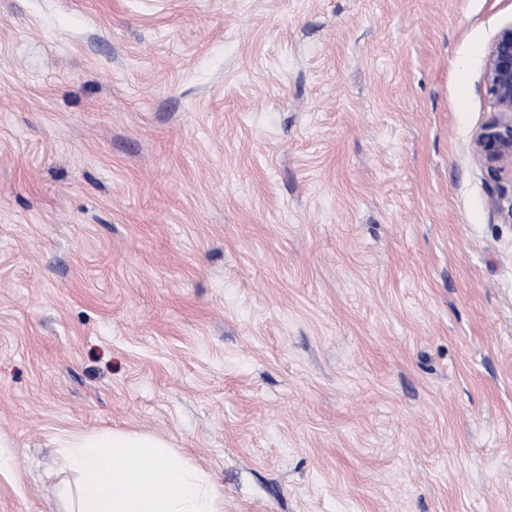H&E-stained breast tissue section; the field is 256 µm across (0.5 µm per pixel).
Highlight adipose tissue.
Instances as JSON below:
<instances>
[{
    "instance_id": "ef3b65f1",
    "label": "adipose tissue",
    "mask_w": 512,
    "mask_h": 512,
    "mask_svg": "<svg viewBox=\"0 0 512 512\" xmlns=\"http://www.w3.org/2000/svg\"><path fill=\"white\" fill-rule=\"evenodd\" d=\"M61 445L77 479L68 512H224L210 477L156 436L81 432Z\"/></svg>"
}]
</instances>
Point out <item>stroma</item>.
<instances>
[{
	"label": "stroma",
	"instance_id": "obj_1",
	"mask_svg": "<svg viewBox=\"0 0 512 512\" xmlns=\"http://www.w3.org/2000/svg\"><path fill=\"white\" fill-rule=\"evenodd\" d=\"M512 0H0V512L147 432L224 512H512ZM483 86L496 112L474 134L471 147L484 163L496 188L491 204L498 216L512 223V24L505 26L488 48Z\"/></svg>",
	"mask_w": 512,
	"mask_h": 512
}]
</instances>
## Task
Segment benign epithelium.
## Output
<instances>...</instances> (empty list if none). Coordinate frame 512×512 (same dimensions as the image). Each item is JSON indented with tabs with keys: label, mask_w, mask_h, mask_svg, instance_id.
<instances>
[{
	"label": "benign epithelium",
	"mask_w": 512,
	"mask_h": 512,
	"mask_svg": "<svg viewBox=\"0 0 512 512\" xmlns=\"http://www.w3.org/2000/svg\"><path fill=\"white\" fill-rule=\"evenodd\" d=\"M483 86L496 112L474 134L471 147L484 163L496 188L491 204L498 216L512 223V24L504 27L488 48Z\"/></svg>",
	"instance_id": "7a95c632"
}]
</instances>
